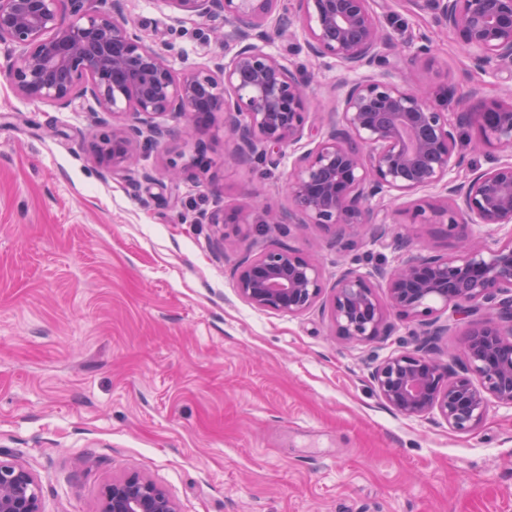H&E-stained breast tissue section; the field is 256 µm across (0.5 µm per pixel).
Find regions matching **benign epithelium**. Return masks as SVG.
<instances>
[{"instance_id":"obj_1","label":"benign epithelium","mask_w":512,"mask_h":512,"mask_svg":"<svg viewBox=\"0 0 512 512\" xmlns=\"http://www.w3.org/2000/svg\"><path fill=\"white\" fill-rule=\"evenodd\" d=\"M163 2L177 24L185 14L224 17L230 31L218 39L235 51L176 72L119 0H0V42L19 48L7 65L13 89L58 106L91 100L102 117L89 154L114 176L130 169L143 147L175 140L191 125L221 123L236 142L229 157L236 165L288 155V210L218 207L199 215L198 223L217 227L219 251L226 224H317L347 250L365 236L389 234L396 200H410L413 224L440 219L456 238L453 251L430 252L398 238L397 266L365 274L342 265L330 285L315 259L286 242L259 254L247 250L231 269L237 296L291 316L320 307L345 343L392 335L394 315L415 324L413 347L370 372L383 401L404 417H437L471 433L490 402L512 407V99L487 102L472 87L461 111L450 114L421 88L364 74L338 83L336 110L317 127L297 72L267 44L299 33L308 55L356 73L398 47L377 0H296L292 16L280 11L281 0ZM406 2L429 6L475 70L512 80V0ZM463 126L503 156L485 170H464L456 155ZM211 164L197 146L186 164H170L167 176L178 182L188 169L206 172ZM426 191L433 196H419ZM471 224L489 231L474 237ZM462 323L464 360L455 370L436 358L437 342ZM0 512H43L29 468L0 460ZM99 512L179 509L164 487L129 475L104 487Z\"/></svg>"}]
</instances>
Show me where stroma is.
<instances>
[{
	"label": "stroma",
	"instance_id": "35a3bbf8",
	"mask_svg": "<svg viewBox=\"0 0 512 512\" xmlns=\"http://www.w3.org/2000/svg\"><path fill=\"white\" fill-rule=\"evenodd\" d=\"M123 3L150 41L168 45L175 70L224 51L210 35L223 17L188 16L176 32L162 0ZM378 13L416 62L391 56L372 74L397 82L411 71L451 112L473 86L486 100L512 98V83L475 70L432 10L383 0ZM268 48L297 70L318 117L335 109L333 61L311 59L299 38ZM16 53L0 43V459L34 472L44 512H98L104 486L132 474L165 487L180 512H512V407L491 403L482 426L462 433L380 398L370 371L412 347L411 323L346 344L321 310L288 316L236 293L241 248L284 239L329 282L340 263L394 266L407 204L391 237L348 252L316 224H241L216 253L199 212L259 199L287 208L289 159L225 166L234 139L202 125L142 151L153 180L112 177L84 150L93 103L17 95L6 73ZM198 144L211 168L165 178Z\"/></svg>",
	"mask_w": 512,
	"mask_h": 512
}]
</instances>
